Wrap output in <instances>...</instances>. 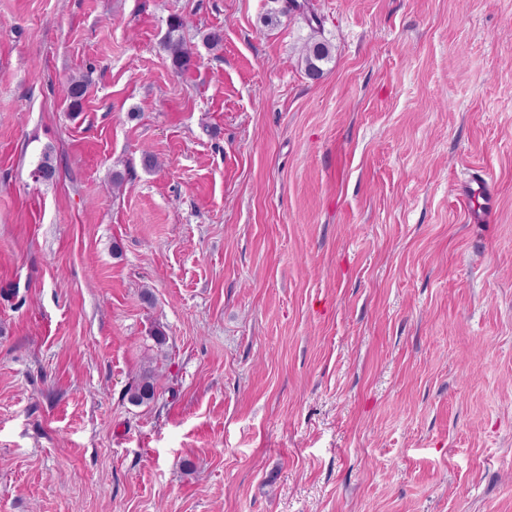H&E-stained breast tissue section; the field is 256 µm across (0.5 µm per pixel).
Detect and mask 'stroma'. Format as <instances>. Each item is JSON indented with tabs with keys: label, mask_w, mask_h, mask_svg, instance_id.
Segmentation results:
<instances>
[{
	"label": "stroma",
	"mask_w": 512,
	"mask_h": 512,
	"mask_svg": "<svg viewBox=\"0 0 512 512\" xmlns=\"http://www.w3.org/2000/svg\"><path fill=\"white\" fill-rule=\"evenodd\" d=\"M310 3L0 0V512H512V0ZM184 25L181 18L175 17L170 23V36L166 49L171 57L174 67L178 70H187L194 64L192 53L185 47L180 36L174 37L173 33L178 32ZM331 46L327 41L311 38L302 48V63L306 76L311 80H319L325 73L324 66L332 58ZM465 222L468 224H492L495 221L492 183L482 170H474L470 182L461 188ZM479 199L482 202H479ZM130 402L145 404L154 400L156 396V375L150 366L143 368L138 378L127 389Z\"/></svg>",
	"instance_id": "obj_1"
}]
</instances>
